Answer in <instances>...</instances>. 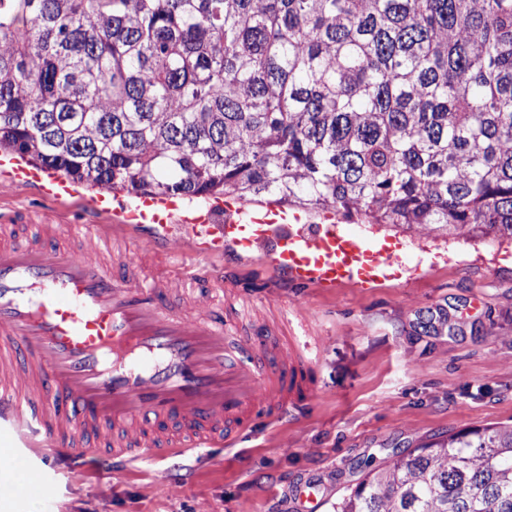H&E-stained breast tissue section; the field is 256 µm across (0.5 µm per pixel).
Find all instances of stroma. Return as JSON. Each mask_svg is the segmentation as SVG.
Returning a JSON list of instances; mask_svg holds the SVG:
<instances>
[{
    "mask_svg": "<svg viewBox=\"0 0 512 512\" xmlns=\"http://www.w3.org/2000/svg\"><path fill=\"white\" fill-rule=\"evenodd\" d=\"M94 195L81 185L54 202L18 187L0 194V213L38 211L68 224ZM406 241L424 265L369 291L260 288L261 258L230 264L253 288L227 312L289 332L304 315L321 341L306 405L243 431L233 446L136 461L109 477L96 465L73 472L30 455L51 498L11 496L13 512H293L289 488L307 477L319 485L320 512H332L369 468L453 433L512 422V245L424 232Z\"/></svg>",
    "mask_w": 512,
    "mask_h": 512,
    "instance_id": "1",
    "label": "stroma"
}]
</instances>
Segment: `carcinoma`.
<instances>
[{
  "mask_svg": "<svg viewBox=\"0 0 512 512\" xmlns=\"http://www.w3.org/2000/svg\"><path fill=\"white\" fill-rule=\"evenodd\" d=\"M0 151L99 191L512 239V0H0ZM333 512H512V426Z\"/></svg>",
  "mask_w": 512,
  "mask_h": 512,
  "instance_id": "carcinoma-1",
  "label": "carcinoma"
}]
</instances>
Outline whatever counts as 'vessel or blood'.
Wrapping results in <instances>:
<instances>
[{
    "label": "vessel or blood",
    "mask_w": 512,
    "mask_h": 512,
    "mask_svg": "<svg viewBox=\"0 0 512 512\" xmlns=\"http://www.w3.org/2000/svg\"><path fill=\"white\" fill-rule=\"evenodd\" d=\"M13 183L56 201L73 193L51 169L17 168ZM120 196L89 199L93 221L68 225L69 247L12 239L0 223V428L21 440L0 448V496L49 493L23 464L26 447L108 475L231 442L256 419L303 405L320 343L282 336L266 345L226 320L213 302L216 289L237 288L224 259L258 255L272 280L325 290L399 281L412 262L402 241L365 238L332 207L314 221L228 198L187 217L175 195L129 207ZM116 230L131 248L115 257ZM148 250L190 252L201 263L146 281L135 269Z\"/></svg>",
    "instance_id": "obj_1"
}]
</instances>
